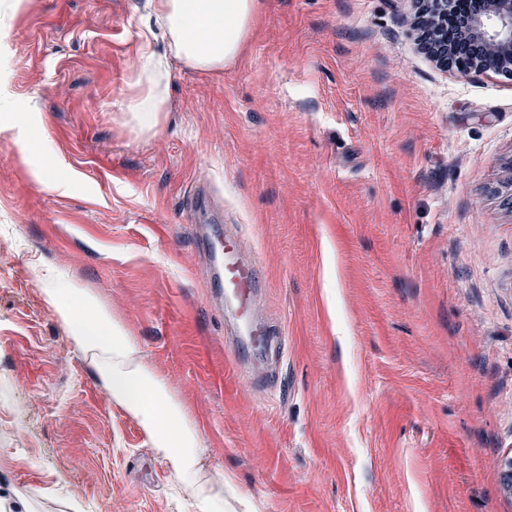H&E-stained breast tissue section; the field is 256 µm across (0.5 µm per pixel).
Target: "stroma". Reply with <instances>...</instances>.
Returning a JSON list of instances; mask_svg holds the SVG:
<instances>
[{
  "instance_id": "obj_1",
  "label": "stroma",
  "mask_w": 512,
  "mask_h": 512,
  "mask_svg": "<svg viewBox=\"0 0 512 512\" xmlns=\"http://www.w3.org/2000/svg\"><path fill=\"white\" fill-rule=\"evenodd\" d=\"M236 63L127 111L146 0H0V493L178 512L169 465L44 302L89 289L248 512H512V76L433 63L417 0H261ZM207 189L286 346L251 387Z\"/></svg>"
}]
</instances>
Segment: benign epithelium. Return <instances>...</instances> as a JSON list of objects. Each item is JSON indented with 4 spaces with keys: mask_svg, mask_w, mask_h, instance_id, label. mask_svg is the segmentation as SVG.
Wrapping results in <instances>:
<instances>
[{
    "mask_svg": "<svg viewBox=\"0 0 512 512\" xmlns=\"http://www.w3.org/2000/svg\"><path fill=\"white\" fill-rule=\"evenodd\" d=\"M451 0H423L420 23L423 44L430 59L439 66L451 65L462 76L483 70L477 58L464 60L448 54V3ZM471 37L493 55L501 72L512 75V0H486L485 8L469 15ZM503 491L512 496V455L503 458L500 472Z\"/></svg>",
    "mask_w": 512,
    "mask_h": 512,
    "instance_id": "benign-epithelium-1",
    "label": "benign epithelium"
}]
</instances>
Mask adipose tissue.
I'll return each instance as SVG.
<instances>
[{
  "instance_id": "ef3b65f1",
  "label": "adipose tissue",
  "mask_w": 512,
  "mask_h": 512,
  "mask_svg": "<svg viewBox=\"0 0 512 512\" xmlns=\"http://www.w3.org/2000/svg\"><path fill=\"white\" fill-rule=\"evenodd\" d=\"M157 27L143 33L145 48L136 71L138 89L127 106L146 129L159 124L168 107L172 61L209 71L235 61L258 13L259 0H150ZM164 51L150 48L152 40ZM46 304L69 330L76 350L90 356L113 398L137 418L169 463V479L187 499L190 512H232L224 481H200L203 448L183 407L165 382L138 358L140 346L95 295L84 288H47Z\"/></svg>"
}]
</instances>
